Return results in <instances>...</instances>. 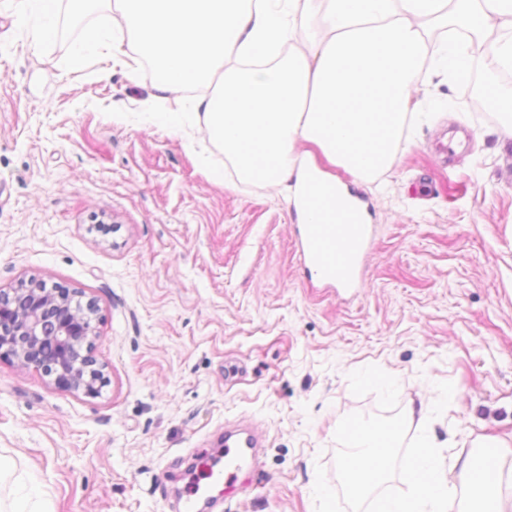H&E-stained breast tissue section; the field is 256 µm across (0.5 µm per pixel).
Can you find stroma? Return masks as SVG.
<instances>
[{"mask_svg": "<svg viewBox=\"0 0 512 512\" xmlns=\"http://www.w3.org/2000/svg\"><path fill=\"white\" fill-rule=\"evenodd\" d=\"M106 13L68 0H0V290L36 278L95 300L106 385L73 393L0 360V499L53 512H175L225 424L265 433L246 490L205 512H315L336 427L377 413L349 374L397 378L401 409L512 476V136L476 97L499 70L441 83L413 144L370 181L361 288L309 281L283 186L239 179L192 116L193 91L110 64Z\"/></svg>", "mask_w": 512, "mask_h": 512, "instance_id": "obj_1", "label": "stroma"}]
</instances>
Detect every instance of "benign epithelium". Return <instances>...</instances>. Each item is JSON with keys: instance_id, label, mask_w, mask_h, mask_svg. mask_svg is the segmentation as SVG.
Instances as JSON below:
<instances>
[{"instance_id": "benign-epithelium-1", "label": "benign epithelium", "mask_w": 512, "mask_h": 512, "mask_svg": "<svg viewBox=\"0 0 512 512\" xmlns=\"http://www.w3.org/2000/svg\"><path fill=\"white\" fill-rule=\"evenodd\" d=\"M74 297L43 283L26 289L20 302L0 292V359L33 366L54 377L56 384L93 396L104 383L92 352L95 306L91 301L83 306Z\"/></svg>"}]
</instances>
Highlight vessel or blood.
<instances>
[{
  "instance_id": "vessel-or-blood-1",
  "label": "vessel or blood",
  "mask_w": 512,
  "mask_h": 512,
  "mask_svg": "<svg viewBox=\"0 0 512 512\" xmlns=\"http://www.w3.org/2000/svg\"><path fill=\"white\" fill-rule=\"evenodd\" d=\"M308 203L329 223L302 224L298 227L301 252L311 278L347 291L358 287L360 270L372 232L363 221L357 202L337 209L329 193L312 190ZM262 446L261 435L249 425L226 429L224 450L208 457L204 466L213 485L233 486L238 473L250 465Z\"/></svg>"
}]
</instances>
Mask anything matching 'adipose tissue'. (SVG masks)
I'll use <instances>...</instances> for the list:
<instances>
[{
    "instance_id": "adipose-tissue-1",
    "label": "adipose tissue",
    "mask_w": 512,
    "mask_h": 512,
    "mask_svg": "<svg viewBox=\"0 0 512 512\" xmlns=\"http://www.w3.org/2000/svg\"><path fill=\"white\" fill-rule=\"evenodd\" d=\"M133 42L119 62L150 59L157 88L214 84L196 118L244 178L301 196L317 161L362 182L387 169L420 92L462 78L475 51L512 69V0H89ZM412 501L379 512H512L485 495L470 458L449 470L419 456Z\"/></svg>"
}]
</instances>
